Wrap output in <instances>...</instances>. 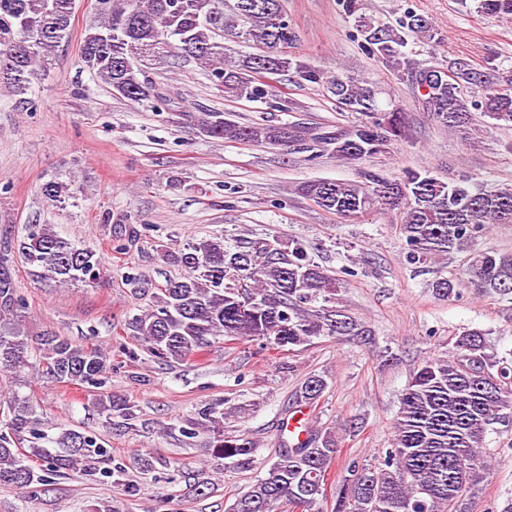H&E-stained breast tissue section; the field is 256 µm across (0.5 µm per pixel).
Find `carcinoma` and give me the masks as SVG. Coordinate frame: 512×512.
<instances>
[{
	"label": "carcinoma",
	"instance_id": "obj_1",
	"mask_svg": "<svg viewBox=\"0 0 512 512\" xmlns=\"http://www.w3.org/2000/svg\"><path fill=\"white\" fill-rule=\"evenodd\" d=\"M476 12L512 19V0H460ZM72 0H0V87L25 93L31 80L68 36ZM224 0H103L95 20L84 31L80 61L109 87H127L124 98L149 102L161 111L165 102L148 71V61L169 49L207 70L221 91L238 99L277 108L273 85L259 81L271 71L291 73L309 84H324L340 108L360 115L350 126L330 124L252 123L242 125L222 112H195L198 131L228 143L271 145L356 160L385 151L388 143L408 138L405 113L381 108L378 89L350 77L328 78L318 69L288 57L298 41L281 0H236L224 13ZM354 19L361 49L377 58L418 92L417 105L450 131L468 134L472 112L496 122L512 123V71L481 72L467 62L448 69L427 66L403 51L406 37L434 47L443 36L423 15L405 13L398 25L380 24L361 12L360 0H339ZM30 31L41 38L30 49L19 43ZM235 33L260 51L233 57L224 49V32ZM300 192L319 207L343 217L370 209L398 210L404 254L423 264L441 253L470 250L495 224H512V185L487 189L468 176L443 181L410 170L387 181L364 170L354 181L314 180ZM54 201L69 197L68 183L52 178L42 185ZM19 253L33 275L62 285L92 283L102 263L96 253L75 246L49 224L29 226ZM165 260L188 274L170 279L152 295L148 308L130 326L153 357L182 362L212 346L217 339L261 340L307 345L319 336H369L371 330L333 306L336 278L314 262L303 243L293 239L250 242L233 248L213 236L184 251L164 252ZM10 254L0 255V377H15L26 368L55 383L101 388L112 363L89 346L44 333L31 340L15 324L23 299L17 292ZM231 279L235 284H226ZM441 297L458 288L481 295H512V250H471L456 279L431 284ZM38 353L35 362L31 354ZM328 387L321 374L307 376L296 391V404L311 407ZM8 420L0 430V485L20 490L50 481L64 470L96 473L134 488L126 469L112 464V449L101 438L69 430L48 435L32 399L8 398ZM106 427L129 428L135 405L106 393L96 399ZM207 403L186 420L182 435L206 438L210 459L228 468L245 469L255 462L254 440L224 430V420L238 408ZM512 418V361L491 350L479 329L462 331L446 356L423 361L401 395L394 418V442L370 464H350L341 478L331 512H469L487 471L486 434ZM61 448L57 454L53 449ZM338 453L336 434L307 427L306 439L282 441V449L266 475L237 498L230 512H276L282 502L298 501L303 512H324L325 481Z\"/></svg>",
	"mask_w": 512,
	"mask_h": 512
}]
</instances>
